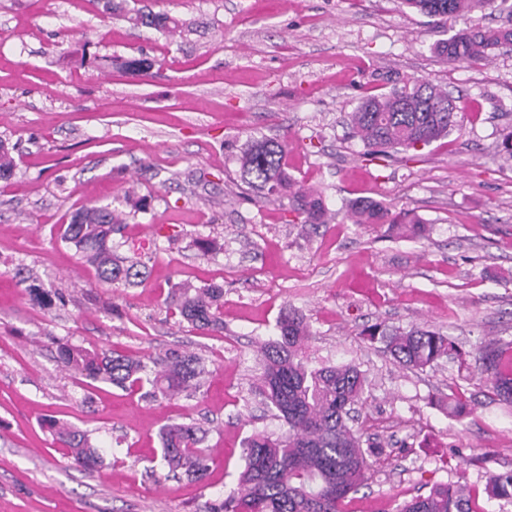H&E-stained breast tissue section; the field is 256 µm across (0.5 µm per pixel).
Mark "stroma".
Wrapping results in <instances>:
<instances>
[{"instance_id":"35a3bbf8","label":"stroma","mask_w":512,"mask_h":512,"mask_svg":"<svg viewBox=\"0 0 512 512\" xmlns=\"http://www.w3.org/2000/svg\"><path fill=\"white\" fill-rule=\"evenodd\" d=\"M193 31L169 43L151 27L105 14L99 0H0V139L16 168L0 179V512H206L244 469L243 440L280 431L254 391L260 343L282 311L299 310L310 367L357 366L368 388L356 428L375 447L369 480L344 512H397L437 483L476 490L475 512H512L482 490L512 470V405L478 369L497 343L512 366V49L451 63L436 42L488 10L445 20L397 0H128ZM152 60L132 74L78 64L81 53ZM422 79L457 100L461 128L389 157L368 156L348 119L362 99ZM287 140L288 172L323 192L334 218L296 221L276 201L240 194L238 156L259 138ZM136 188L148 213L120 235L148 253L135 286L102 282L60 239L71 213ZM368 198L421 221V237L355 224ZM179 238L167 242L166 237ZM199 235L218 246L200 255ZM35 267L65 305H33L14 277ZM224 288V331L203 334L167 315L172 283ZM421 327L462 358L417 371L364 331ZM145 358L181 348L208 372L191 398L154 401L107 384L84 390L55 361L50 336ZM462 395L456 417L436 400ZM89 431L108 453L88 471L40 426ZM207 431L204 480L173 476L159 431Z\"/></svg>"}]
</instances>
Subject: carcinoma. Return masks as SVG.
<instances>
[{
	"mask_svg": "<svg viewBox=\"0 0 512 512\" xmlns=\"http://www.w3.org/2000/svg\"><path fill=\"white\" fill-rule=\"evenodd\" d=\"M401 4L428 17L465 16L486 8L512 13V0H401ZM104 9L134 25L155 26L181 36L189 23L167 13L126 8V0H104ZM512 46L511 27L474 25L458 30L435 44L450 62L477 64L500 47ZM113 64L131 73L148 70L145 59H115ZM350 128L369 154L408 151L428 145L460 128L457 107L448 92L428 81L406 82L389 92L364 98L350 116ZM288 141L255 139L239 156L241 180L260 198L288 200V211L302 224L327 223L320 192L296 184L287 171ZM15 167L12 148L0 140V178ZM356 223L398 224L413 236L422 223L383 205L359 200L352 205ZM126 213L113 203H91L75 210L63 225L61 240L74 247L79 259L95 265L106 283L141 275V258L121 257L112 235L125 224ZM15 277L26 284L29 301L50 310L64 302L59 290L43 287L40 275L19 264ZM224 288L217 284L176 283L165 298L166 312L203 332L224 331ZM277 338L258 347L263 403L276 411L286 426L280 433L256 432L244 441L245 466L236 486L214 501L210 512H341L342 503L367 480L369 470L360 430L349 425L352 412L365 392L366 377L353 365L311 368L304 356L309 326L300 313L286 309L276 322ZM369 336L380 337L384 350L400 365L423 370L457 354L441 333L413 327L388 332L375 325ZM59 366L88 386L108 383L142 391L151 399L189 397L203 385V359L192 352L170 349L157 357L133 359L115 352H98L55 338ZM495 394L512 403V371L503 367L500 352L487 346L479 358ZM43 426L68 449L73 462L93 468L103 462L104 449L90 434L52 419ZM206 430L193 423L165 425L160 430V457L168 472L197 480L208 470L200 444ZM484 492L489 499L512 504V471L489 477ZM398 512H472L470 496L461 486L437 484L425 496L400 505Z\"/></svg>",
	"mask_w": 512,
	"mask_h": 512,
	"instance_id": "carcinoma-1",
	"label": "carcinoma"
}]
</instances>
